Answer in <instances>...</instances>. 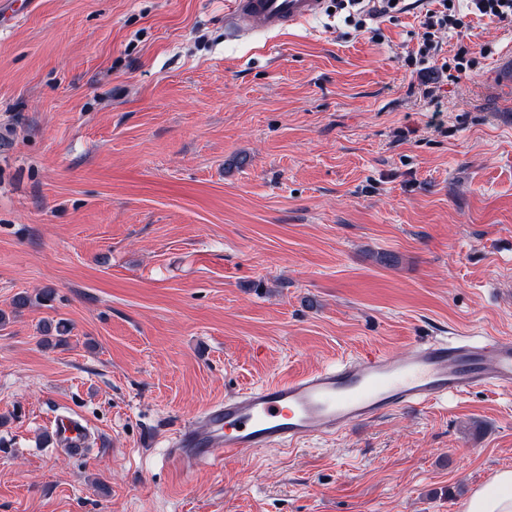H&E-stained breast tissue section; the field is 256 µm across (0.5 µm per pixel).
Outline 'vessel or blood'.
Instances as JSON below:
<instances>
[{"label": "vessel or blood", "mask_w": 512, "mask_h": 512, "mask_svg": "<svg viewBox=\"0 0 512 512\" xmlns=\"http://www.w3.org/2000/svg\"><path fill=\"white\" fill-rule=\"evenodd\" d=\"M231 3L226 22L246 36L304 22L323 8L322 0ZM488 385L512 387L511 339L434 340L400 358L371 352L227 396L184 424L171 447L186 462L287 448L312 436L342 433L383 413ZM54 439L74 456L85 455L90 441L86 426L71 414L55 418Z\"/></svg>", "instance_id": "vessel-or-blood-1"}]
</instances>
